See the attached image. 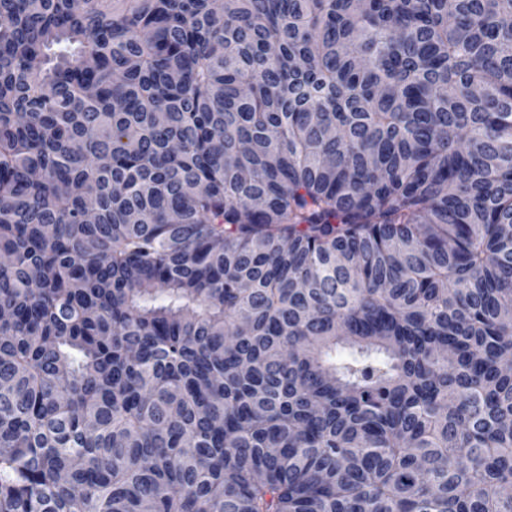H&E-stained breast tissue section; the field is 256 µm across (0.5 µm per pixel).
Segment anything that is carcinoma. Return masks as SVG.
Masks as SVG:
<instances>
[{
    "instance_id": "1",
    "label": "carcinoma",
    "mask_w": 512,
    "mask_h": 512,
    "mask_svg": "<svg viewBox=\"0 0 512 512\" xmlns=\"http://www.w3.org/2000/svg\"><path fill=\"white\" fill-rule=\"evenodd\" d=\"M0 512H512V0H0Z\"/></svg>"
}]
</instances>
